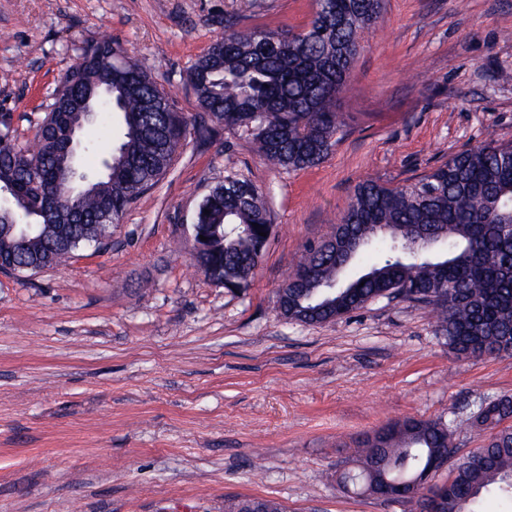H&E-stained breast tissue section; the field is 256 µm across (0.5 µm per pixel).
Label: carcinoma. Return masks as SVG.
I'll return each instance as SVG.
<instances>
[{"instance_id": "1", "label": "carcinoma", "mask_w": 512, "mask_h": 512, "mask_svg": "<svg viewBox=\"0 0 512 512\" xmlns=\"http://www.w3.org/2000/svg\"><path fill=\"white\" fill-rule=\"evenodd\" d=\"M382 11L383 0H315L309 26L298 33L216 18L224 36L187 72L200 108L190 126L127 50L110 40L82 42L45 107L35 148L20 144L0 117V265L37 272L88 243L107 248L101 215L108 211L119 223L190 136L204 145L221 129L241 131L275 166L319 165L342 126L336 99L360 35ZM105 77L110 84L99 104L112 114V146L98 165H82L87 182L75 184L58 162L65 131L84 129L80 103ZM35 179L57 190L43 201L54 212L49 223L19 205ZM194 224L207 240L191 243V259L216 284L248 287L273 232L261 188L228 173L199 202ZM383 297L430 306L435 330L458 358L502 354L501 341L512 338V142L468 148L408 184L361 183L333 240L309 248L289 274L277 309L286 319L323 324ZM475 423L489 430L485 445L458 458L450 424L391 422L364 441L353 479L376 491L446 458L448 477L438 487L446 512H483L490 492L512 500V397L480 406Z\"/></svg>"}]
</instances>
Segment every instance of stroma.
<instances>
[{"label":"stroma","mask_w":512,"mask_h":512,"mask_svg":"<svg viewBox=\"0 0 512 512\" xmlns=\"http://www.w3.org/2000/svg\"><path fill=\"white\" fill-rule=\"evenodd\" d=\"M238 0H0V113L21 144L86 39L140 60L178 111L185 81ZM314 0H257L247 23L304 29ZM327 159L271 167L242 133L188 144L112 227L65 265L0 273V512H414L336 477L387 422H453L480 447L481 402L512 396V354L459 359L429 308L381 298L323 325L282 317L277 292L366 180L413 181L489 139L512 140V0H386L336 100ZM265 193L275 232L248 287L188 254L198 203L228 172Z\"/></svg>","instance_id":"35a3bbf8"}]
</instances>
